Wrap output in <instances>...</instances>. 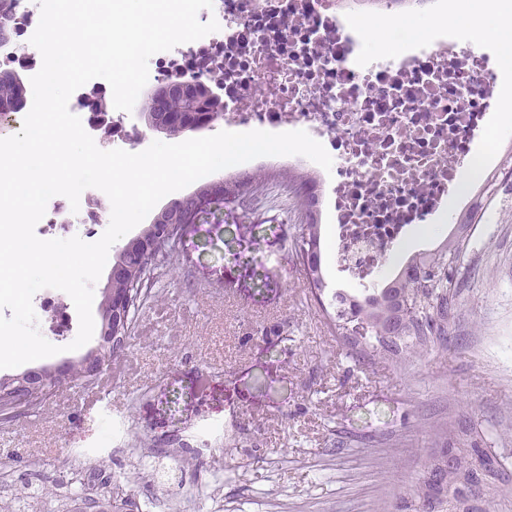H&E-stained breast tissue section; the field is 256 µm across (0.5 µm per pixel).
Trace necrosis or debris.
<instances>
[{
	"label": "necrosis or debris",
	"mask_w": 512,
	"mask_h": 512,
	"mask_svg": "<svg viewBox=\"0 0 512 512\" xmlns=\"http://www.w3.org/2000/svg\"><path fill=\"white\" fill-rule=\"evenodd\" d=\"M200 21L217 32L153 55L149 81L224 74V126L303 130L330 154L321 173V201L335 231L329 250L346 287L371 288L382 261L409 227L435 216L458 190L499 98L489 54L445 37L394 58L359 66L360 39L336 0H213ZM109 83L95 78L72 98L91 128L112 125V146L133 150L142 131L119 110L89 108ZM95 189L78 209L62 196L49 200L39 232L52 238L97 234ZM39 323L63 337L69 306L53 289L32 300Z\"/></svg>",
	"instance_id": "obj_1"
}]
</instances>
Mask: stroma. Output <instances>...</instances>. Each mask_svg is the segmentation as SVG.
<instances>
[{
    "label": "stroma",
    "instance_id": "1",
    "mask_svg": "<svg viewBox=\"0 0 512 512\" xmlns=\"http://www.w3.org/2000/svg\"><path fill=\"white\" fill-rule=\"evenodd\" d=\"M286 185L206 203L161 247L128 349L0 420V512L91 453L74 512H395L435 448H512V177L455 276L446 340L348 357L305 284ZM134 448L166 469H137Z\"/></svg>",
    "mask_w": 512,
    "mask_h": 512
}]
</instances>
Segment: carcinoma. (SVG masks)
<instances>
[{
  "label": "carcinoma",
  "instance_id": "carcinoma-1",
  "mask_svg": "<svg viewBox=\"0 0 512 512\" xmlns=\"http://www.w3.org/2000/svg\"><path fill=\"white\" fill-rule=\"evenodd\" d=\"M426 0H357L359 5H370L387 10L408 4L421 5ZM176 109V124L199 125L224 117V106L207 98L201 84L188 92L167 93ZM288 186L296 189V206L303 223L299 254L303 257V271L307 288L325 291L321 269L320 190L317 178L308 172L288 170L278 174ZM268 176L256 172H240L223 180L224 191L241 197L264 183ZM499 183V174L488 176L470 205L456 218L459 227L478 224L493 201ZM186 202L174 199L154 213L150 222L120 247L112 257V267L121 275L112 279V292L102 291L99 303L100 333L107 336L116 331L111 319V294L128 287L132 281L143 278L142 259L151 250L161 248L160 228L174 225L184 214ZM471 236L464 232L445 241L434 252L417 254L401 268L399 274L383 288H362L358 291L336 290L331 296L335 305L330 325L346 354L358 361L374 359L379 354L411 353L433 340L448 336V318L444 308L448 304L453 274L463 261ZM83 355L70 365L67 379L50 374L51 386L84 381ZM459 463L448 472L445 495L440 512H512V448L481 449L480 466L468 467L469 448H456ZM430 487L420 479L412 493L399 498L403 512H425Z\"/></svg>",
  "mask_w": 512,
  "mask_h": 512
}]
</instances>
